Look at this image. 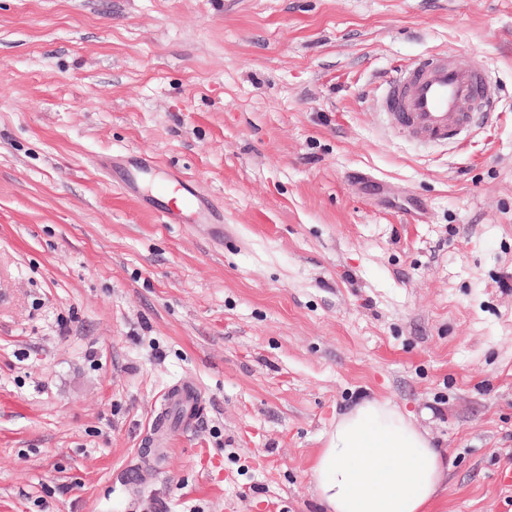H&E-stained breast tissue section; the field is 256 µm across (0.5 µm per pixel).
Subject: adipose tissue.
Here are the masks:
<instances>
[{
    "instance_id": "adipose-tissue-1",
    "label": "adipose tissue",
    "mask_w": 512,
    "mask_h": 512,
    "mask_svg": "<svg viewBox=\"0 0 512 512\" xmlns=\"http://www.w3.org/2000/svg\"><path fill=\"white\" fill-rule=\"evenodd\" d=\"M447 469L410 416L372 398L337 419L313 474L327 512H429Z\"/></svg>"
}]
</instances>
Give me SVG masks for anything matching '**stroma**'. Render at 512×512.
<instances>
[{"instance_id": "stroma-1", "label": "stroma", "mask_w": 512, "mask_h": 512, "mask_svg": "<svg viewBox=\"0 0 512 512\" xmlns=\"http://www.w3.org/2000/svg\"><path fill=\"white\" fill-rule=\"evenodd\" d=\"M448 51L483 122L386 130ZM135 159L223 237L109 178ZM365 398L446 453L433 512H512V0H0V512H322ZM169 188L176 191L178 199L171 198ZM154 196L162 198L156 209L165 224L186 222L193 215L207 221L215 218L214 211L205 205L199 193L181 179L156 185Z\"/></svg>"}]
</instances>
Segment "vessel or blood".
I'll use <instances>...</instances> for the list:
<instances>
[{"instance_id":"b4317fda","label":"vessel or blood","mask_w":512,"mask_h":512,"mask_svg":"<svg viewBox=\"0 0 512 512\" xmlns=\"http://www.w3.org/2000/svg\"><path fill=\"white\" fill-rule=\"evenodd\" d=\"M491 88L480 71L456 66L450 57L412 63L385 83L384 107L393 127L420 140L454 138L477 119L472 106L490 97ZM157 207L164 223L189 217L213 220L214 212L181 179L156 185Z\"/></svg>"}]
</instances>
